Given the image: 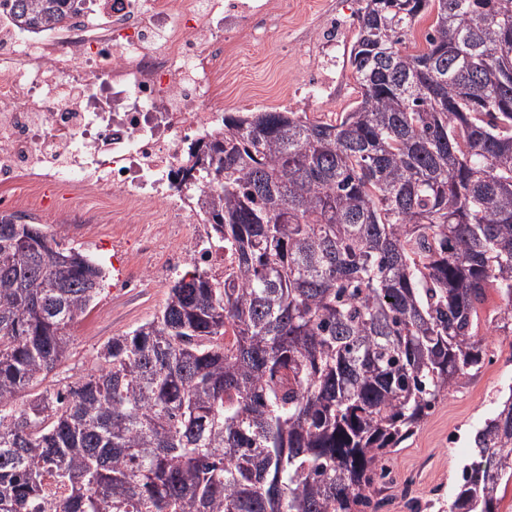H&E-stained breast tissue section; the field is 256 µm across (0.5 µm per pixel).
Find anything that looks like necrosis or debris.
Wrapping results in <instances>:
<instances>
[{
	"label": "necrosis or debris",
	"mask_w": 512,
	"mask_h": 512,
	"mask_svg": "<svg viewBox=\"0 0 512 512\" xmlns=\"http://www.w3.org/2000/svg\"><path fill=\"white\" fill-rule=\"evenodd\" d=\"M231 53L212 0H90L38 38L0 22V207L48 212L54 185L85 224L191 223L182 157L224 131Z\"/></svg>",
	"instance_id": "4bbe7bcc"
}]
</instances>
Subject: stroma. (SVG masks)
<instances>
[{
    "label": "stroma",
    "instance_id": "35a3bbf8",
    "mask_svg": "<svg viewBox=\"0 0 512 512\" xmlns=\"http://www.w3.org/2000/svg\"><path fill=\"white\" fill-rule=\"evenodd\" d=\"M358 0H288L261 36L242 40L224 82L228 112L289 111L329 120L360 97L346 62L355 34ZM60 231L65 247L101 264L106 281L88 314L70 329L71 350L47 377L63 387L85 375L100 345L132 332L163 308L174 281L194 271L191 249L202 224H65L39 217ZM154 249L142 253V237ZM492 363L450 392L416 434L397 449L390 465L394 483L382 512H407L405 492L450 506L460 469L470 455V434L493 412L498 389L512 383V336L491 332Z\"/></svg>",
    "mask_w": 512,
    "mask_h": 512
}]
</instances>
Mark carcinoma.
<instances>
[{
  "label": "carcinoma",
  "mask_w": 512,
  "mask_h": 512,
  "mask_svg": "<svg viewBox=\"0 0 512 512\" xmlns=\"http://www.w3.org/2000/svg\"><path fill=\"white\" fill-rule=\"evenodd\" d=\"M363 2L360 100L224 114L185 157L224 273L175 281L63 389L39 386L105 271L0 213V512H377L388 456L490 360L480 324L512 335V0L482 22L472 0ZM84 4L0 15L41 33ZM510 483L512 385L450 512H499Z\"/></svg>",
  "instance_id": "1"
}]
</instances>
